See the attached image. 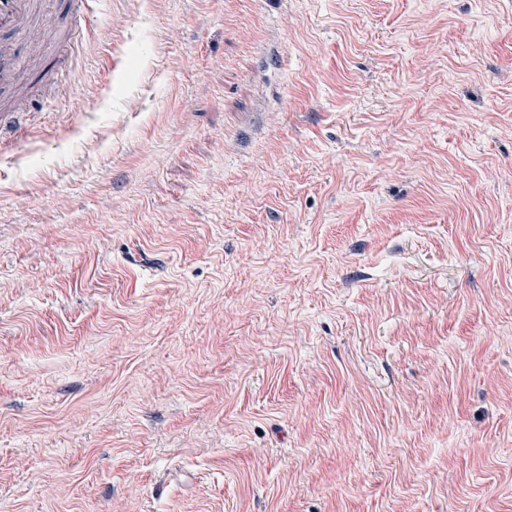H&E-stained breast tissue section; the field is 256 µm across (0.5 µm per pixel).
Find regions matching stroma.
I'll return each mask as SVG.
<instances>
[{
    "mask_svg": "<svg viewBox=\"0 0 512 512\" xmlns=\"http://www.w3.org/2000/svg\"><path fill=\"white\" fill-rule=\"evenodd\" d=\"M0 136V512H512V0H91Z\"/></svg>",
    "mask_w": 512,
    "mask_h": 512,
    "instance_id": "35a3bbf8",
    "label": "stroma"
}]
</instances>
